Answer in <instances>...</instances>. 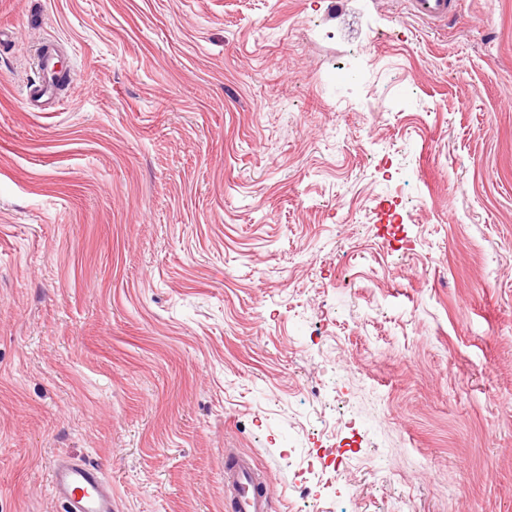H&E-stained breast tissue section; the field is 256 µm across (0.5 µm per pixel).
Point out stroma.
<instances>
[{
    "label": "stroma",
    "instance_id": "35a3bbf8",
    "mask_svg": "<svg viewBox=\"0 0 512 512\" xmlns=\"http://www.w3.org/2000/svg\"><path fill=\"white\" fill-rule=\"evenodd\" d=\"M459 2L0 0V512L60 455L224 512L228 448L276 512H512V0ZM408 13L431 29L446 28L458 19L456 0H406ZM61 47L55 41H47L40 45L37 54V65L40 79L26 89L25 102L39 111L55 109L63 102L60 95V81L63 77H71V68L61 61Z\"/></svg>",
    "mask_w": 512,
    "mask_h": 512
}]
</instances>
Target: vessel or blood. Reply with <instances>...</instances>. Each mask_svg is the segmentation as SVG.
<instances>
[{
	"label": "vessel or blood",
	"instance_id": "obj_1",
	"mask_svg": "<svg viewBox=\"0 0 512 512\" xmlns=\"http://www.w3.org/2000/svg\"><path fill=\"white\" fill-rule=\"evenodd\" d=\"M406 2L414 19L435 30L454 24L458 18L456 0ZM37 65L40 79L27 87L25 102L41 111L56 108L63 101L60 81L71 75L70 67L61 61L60 45L42 43ZM50 488L63 512H114L112 489L97 465L58 458L52 465ZM224 499L226 512H272L273 498L264 472L250 456L229 448L224 451Z\"/></svg>",
	"mask_w": 512,
	"mask_h": 512
}]
</instances>
